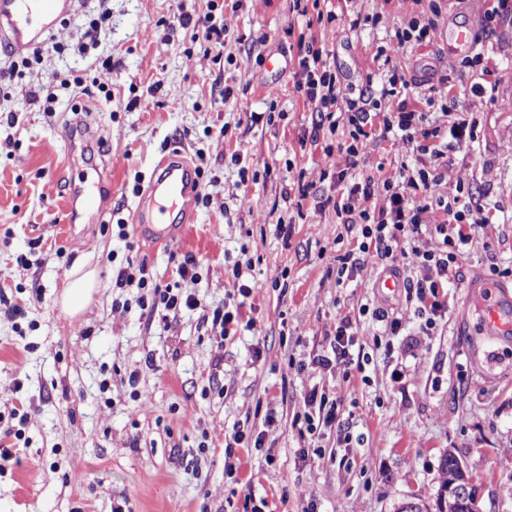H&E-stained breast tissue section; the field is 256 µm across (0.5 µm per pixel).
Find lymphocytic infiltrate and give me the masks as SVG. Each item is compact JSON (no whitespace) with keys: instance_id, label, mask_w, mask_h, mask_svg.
Instances as JSON below:
<instances>
[{"instance_id":"lymphocytic-infiltrate-1","label":"lymphocytic infiltrate","mask_w":512,"mask_h":512,"mask_svg":"<svg viewBox=\"0 0 512 512\" xmlns=\"http://www.w3.org/2000/svg\"><path fill=\"white\" fill-rule=\"evenodd\" d=\"M181 27L191 28L209 45L214 63L224 58L226 27L220 14L207 13L199 19L178 17ZM434 22L410 21L398 29L388 47H379L373 61L391 59L408 48L430 43ZM298 70L294 91L317 120L310 131L311 142H318L323 130H335L337 116L352 126V142L338 145L336 164L355 168L361 153L371 143L399 134L409 143H417L427 155L421 168L400 167L398 173L381 179L367 177L341 193L321 198L316 211L333 210L342 224L355 229L357 244L337 258V278L350 276L372 257L391 272L403 275L409 295L415 297L420 319L418 329L429 334L445 312L447 303L441 291L458 273L464 246L473 240L477 228L489 223L490 216L480 201L464 200V185H449L448 155L437 146L438 140L451 138L459 145L476 141L477 124L467 111L458 108L455 96L444 102L435 99V87L414 84L409 94L398 91L405 78L392 72L379 89H365L363 96L350 97L341 90L337 76L327 62L324 43L312 35H300L297 42ZM435 115H428V107ZM116 284H132L148 289L152 305L166 309H195L194 295L173 292L155 280L147 261L120 268Z\"/></svg>"}]
</instances>
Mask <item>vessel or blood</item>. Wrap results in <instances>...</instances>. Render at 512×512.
<instances>
[{"mask_svg": "<svg viewBox=\"0 0 512 512\" xmlns=\"http://www.w3.org/2000/svg\"><path fill=\"white\" fill-rule=\"evenodd\" d=\"M76 0H0V41L12 47L39 46ZM198 184L192 166L179 155L162 156L155 165L149 189L134 210L132 224L142 226L157 244L169 243L174 227L166 217L181 213L190 221V200ZM483 296L482 314L475 335L496 338L512 335V294L495 281H478Z\"/></svg>", "mask_w": 512, "mask_h": 512, "instance_id": "vessel-or-blood-1", "label": "vessel or blood"}]
</instances>
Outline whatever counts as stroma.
I'll return each instance as SVG.
<instances>
[{
  "instance_id": "35a3bbf8",
  "label": "stroma",
  "mask_w": 512,
  "mask_h": 512,
  "mask_svg": "<svg viewBox=\"0 0 512 512\" xmlns=\"http://www.w3.org/2000/svg\"><path fill=\"white\" fill-rule=\"evenodd\" d=\"M430 44L400 59L407 81L451 89L478 123L473 146L448 145V181L480 191L491 222L464 249L461 274L448 282V310L419 336L405 293L384 297L374 260L345 281L334 274L345 228L333 211L282 199L298 178L317 194L335 159L305 142L313 116L293 87V47L307 19L289 0H246L225 10L224 62L177 17L208 11L210 0H112L109 28L81 56H45L31 74L0 87V423L25 413L19 438L0 440L17 466L0 474V512H394L402 501L432 507L441 462L454 453L476 487L482 512H512V337L483 344L475 281L496 278L512 290V22L485 32L469 0H435ZM338 21L326 43L343 92H359L374 72L371 48L387 45L415 16L413 0H363L350 27L351 0H326ZM472 26L464 49L450 31ZM155 36L143 40L142 32ZM286 55L282 90L263 86L269 54ZM489 58L498 83L471 92L475 54ZM112 60V96L62 88L67 74L92 80ZM58 97L56 111L26 103L29 88ZM232 96H225V89ZM181 153L204 170L208 202H193L191 223L169 246L151 248L117 219L130 218L160 156ZM422 155L400 139L367 147L352 174H392ZM104 181L105 217L65 230L74 183ZM292 219L282 239L276 224ZM194 255L196 279L177 265ZM147 260L162 284L194 295L198 307L149 312L141 288L115 285L127 260ZM267 286L245 301L235 336L213 335L208 312L233 291L234 264ZM96 270L87 310L61 308L67 280ZM283 278L286 289L275 288ZM407 316L400 335L362 307ZM367 356L365 370H300L326 350L342 319ZM335 393L339 423L321 437L295 424L310 387ZM276 422L267 425V413ZM264 432L263 447L233 443L236 432ZM234 464L238 479L224 477Z\"/></svg>"
}]
</instances>
